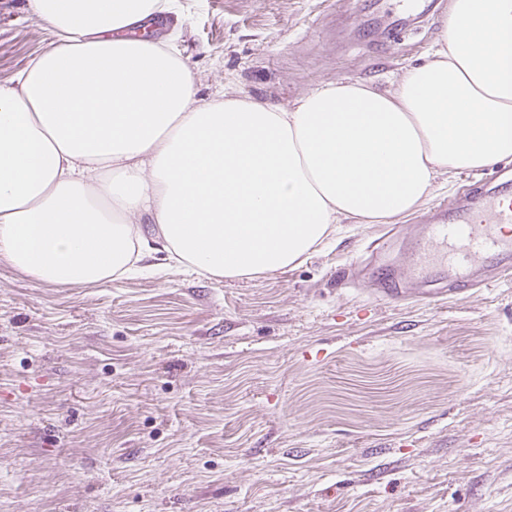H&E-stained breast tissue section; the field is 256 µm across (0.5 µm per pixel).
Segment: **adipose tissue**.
Instances as JSON below:
<instances>
[{"mask_svg": "<svg viewBox=\"0 0 512 512\" xmlns=\"http://www.w3.org/2000/svg\"><path fill=\"white\" fill-rule=\"evenodd\" d=\"M173 0H28L56 41L0 85V260L58 288L165 252L207 279L301 264L336 223L408 215L444 172L512 160V0H450L392 89L208 103L147 35Z\"/></svg>", "mask_w": 512, "mask_h": 512, "instance_id": "adipose-tissue-1", "label": "adipose tissue"}]
</instances>
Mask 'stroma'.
I'll use <instances>...</instances> for the list:
<instances>
[{"label": "stroma", "instance_id": "obj_1", "mask_svg": "<svg viewBox=\"0 0 512 512\" xmlns=\"http://www.w3.org/2000/svg\"><path fill=\"white\" fill-rule=\"evenodd\" d=\"M448 4L400 24L387 0H177L159 37L200 101L286 107L327 80L391 88ZM55 39L0 0V84ZM492 174L438 176L389 264ZM384 232L342 220L242 281L57 288L0 261V512H512V281L445 305L341 285Z\"/></svg>", "mask_w": 512, "mask_h": 512}]
</instances>
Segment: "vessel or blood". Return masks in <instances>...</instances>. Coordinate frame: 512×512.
Here are the masks:
<instances>
[{
  "label": "vessel or blood",
  "instance_id": "1",
  "mask_svg": "<svg viewBox=\"0 0 512 512\" xmlns=\"http://www.w3.org/2000/svg\"><path fill=\"white\" fill-rule=\"evenodd\" d=\"M512 199L499 192L479 195L477 207L458 203L452 210L435 211L415 238L409 259L400 271L390 273L372 294L380 300L400 302L407 296L440 302L454 283L472 281L475 265L488 271L483 287L499 276H512Z\"/></svg>",
  "mask_w": 512,
  "mask_h": 512
}]
</instances>
